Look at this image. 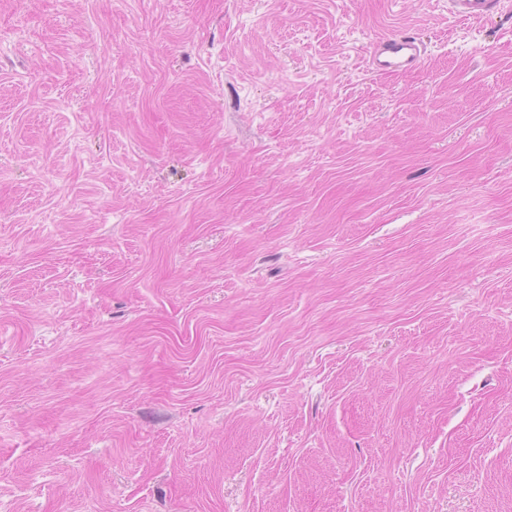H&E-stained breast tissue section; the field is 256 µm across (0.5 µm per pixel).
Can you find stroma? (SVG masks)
<instances>
[{
  "mask_svg": "<svg viewBox=\"0 0 512 512\" xmlns=\"http://www.w3.org/2000/svg\"><path fill=\"white\" fill-rule=\"evenodd\" d=\"M0 512H512V0H0ZM449 12L462 19L484 20L500 6L499 0H448ZM425 54L419 40L408 35H391L374 44L369 57L377 73L403 72L418 67Z\"/></svg>",
  "mask_w": 512,
  "mask_h": 512,
  "instance_id": "1",
  "label": "stroma"
}]
</instances>
